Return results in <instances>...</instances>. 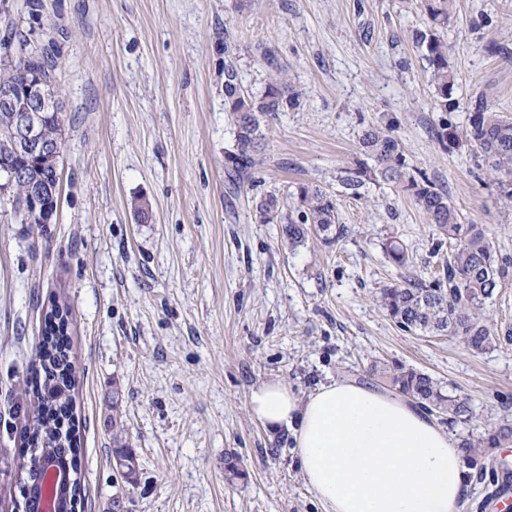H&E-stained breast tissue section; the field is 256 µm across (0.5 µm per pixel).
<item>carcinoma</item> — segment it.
<instances>
[{"instance_id":"1","label":"carcinoma","mask_w":512,"mask_h":512,"mask_svg":"<svg viewBox=\"0 0 512 512\" xmlns=\"http://www.w3.org/2000/svg\"><path fill=\"white\" fill-rule=\"evenodd\" d=\"M452 0H422L432 25L448 22ZM16 41L26 47L23 56L12 66L0 65V90H17L31 77H56L57 58L49 47L36 48L27 33L14 24L5 29L0 42ZM416 44L422 49L428 63L429 79L434 88V108L438 112L453 110L456 75L449 59L448 44L435 32H419ZM224 101L236 117V135L233 150L227 160L232 164V181L249 176L255 166V155L265 130L278 113L300 105V93L283 78L274 75L264 92L256 96L244 94L238 82V73L229 46H224ZM10 113L0 109V160L13 155L8 141ZM447 138H461L469 143L486 164L488 173L496 180L500 197L512 204V120L490 108L487 100H474L468 116V125L461 132H450ZM364 155L373 161H357L340 171L337 181L344 193L362 197V189L380 176L401 181L415 205L425 214L438 234L448 239L450 252L442 264L445 279L427 284L407 279L379 288L378 302L389 319L400 329L416 335L456 336L471 349L481 352L497 346L499 331L489 323L485 304L496 289L512 278V260L497 252L494 244L477 224H463L460 215L448 198L437 190L422 173L410 172L407 158L397 138L388 127L370 126L360 136ZM301 222L282 227L288 245L296 247L308 234V225L314 224L323 233H343L336 223L333 203L319 187H302L298 193ZM256 211L269 222L276 218L278 203L268 195L255 204ZM385 255L395 266H409L408 248L390 239L385 244ZM46 338L39 345L41 370L45 383H53L46 395H37V413L32 417V434L43 448V459L62 464L60 449L76 456L73 431L65 427L71 405L73 365L70 358L68 311L54 305L45 315ZM377 379L388 389L415 400L420 406L440 417H447L448 425L465 423L473 412L468 398L451 394L441 382L429 374L403 365L378 361L372 365ZM467 448L464 466L469 471L482 473L496 458L495 449L512 446V420L503 418L478 435L462 442Z\"/></svg>"}]
</instances>
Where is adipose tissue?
I'll use <instances>...</instances> for the list:
<instances>
[{
	"instance_id": "obj_1",
	"label": "adipose tissue",
	"mask_w": 512,
	"mask_h": 512,
	"mask_svg": "<svg viewBox=\"0 0 512 512\" xmlns=\"http://www.w3.org/2000/svg\"><path fill=\"white\" fill-rule=\"evenodd\" d=\"M247 408L293 442L325 512H458L463 450L411 399L336 380L308 396L283 381L253 387Z\"/></svg>"
}]
</instances>
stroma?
<instances>
[{
  "label": "stroma",
  "instance_id": "35a3bbf8",
  "mask_svg": "<svg viewBox=\"0 0 512 512\" xmlns=\"http://www.w3.org/2000/svg\"><path fill=\"white\" fill-rule=\"evenodd\" d=\"M14 17L53 45L64 145L51 223L0 205V512L23 500L36 354L55 304L69 309L77 375L75 512H323L290 439L248 412L264 381L304 394L330 379L369 385L384 359L469 398L474 418L450 427L455 439L512 418V342L477 352L412 335L374 299L408 276L434 281L447 239L398 183L355 199L336 181L360 158L362 130L390 126L462 222L512 257V208L469 144L438 137L465 126L480 95L512 118V0H453L437 28L457 76L452 112L435 111L413 40L429 27L420 0H42ZM228 44L246 94L276 66L301 94L235 190ZM311 184L347 232L291 250L255 201L275 195L295 218ZM389 237L410 267L387 261ZM231 456L247 477L230 484Z\"/></svg>",
  "mask_w": 512,
  "mask_h": 512
}]
</instances>
